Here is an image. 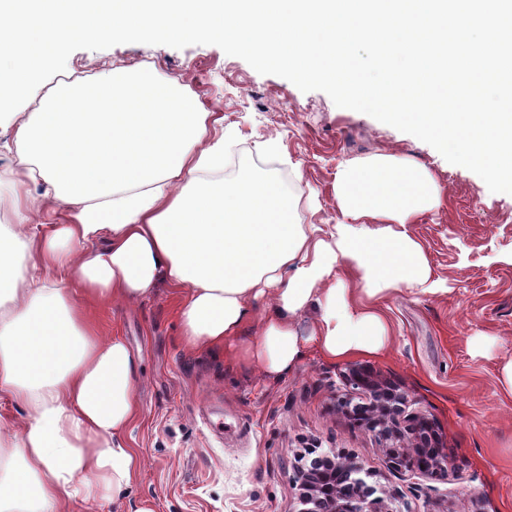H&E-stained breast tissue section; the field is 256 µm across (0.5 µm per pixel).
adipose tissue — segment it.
<instances>
[{
    "mask_svg": "<svg viewBox=\"0 0 512 512\" xmlns=\"http://www.w3.org/2000/svg\"><path fill=\"white\" fill-rule=\"evenodd\" d=\"M177 79L111 62L37 94L15 130L10 212L0 224V512H67L120 492L143 469L124 436L136 419L135 363L94 308L178 293L184 341L235 346L266 373L293 370L308 346L330 358L385 351L377 308L395 293L436 295L409 226L442 203L424 167L394 155L336 173L342 221L294 222L277 181L252 167L219 181L223 124ZM318 316L308 337L298 319ZM258 319L253 336L243 324Z\"/></svg>",
    "mask_w": 512,
    "mask_h": 512,
    "instance_id": "adipose-tissue-1",
    "label": "adipose tissue"
}]
</instances>
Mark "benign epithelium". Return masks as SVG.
<instances>
[{"label":"benign epithelium","mask_w":512,"mask_h":512,"mask_svg":"<svg viewBox=\"0 0 512 512\" xmlns=\"http://www.w3.org/2000/svg\"><path fill=\"white\" fill-rule=\"evenodd\" d=\"M344 380L365 396L362 403L344 402V410L384 442L389 470L411 478L447 473L448 451L435 423L424 414L406 413L404 391L361 365L352 366ZM372 477V471L350 454L320 452L295 472V512H403L396 493Z\"/></svg>","instance_id":"benign-epithelium-1"}]
</instances>
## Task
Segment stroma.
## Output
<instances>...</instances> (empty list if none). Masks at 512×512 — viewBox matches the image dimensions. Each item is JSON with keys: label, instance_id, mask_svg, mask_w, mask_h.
Here are the masks:
<instances>
[{"label": "stroma", "instance_id": "obj_1", "mask_svg": "<svg viewBox=\"0 0 512 512\" xmlns=\"http://www.w3.org/2000/svg\"><path fill=\"white\" fill-rule=\"evenodd\" d=\"M111 60L155 67L222 113L225 171L245 161L286 184L296 223L325 229L339 220L333 183L347 162L386 153L427 167L444 203L410 229L446 292L382 300L394 336L386 352L335 360L312 346L283 375L228 349L188 346L167 282L147 301L101 310L102 334L120 336L136 363L139 416L126 440L144 469L122 501L104 495L97 512H135L143 501L154 512H293L295 467L307 448L355 455L397 488L408 512H512V399L499 383L512 357V194L490 192L412 135L259 74L213 45L81 49L65 73L90 77ZM272 137L277 152H262ZM358 364L395 382L410 411L434 420L448 448L447 477L392 474L373 435L341 413L337 401L351 393L341 376Z\"/></svg>", "mask_w": 512, "mask_h": 512}]
</instances>
